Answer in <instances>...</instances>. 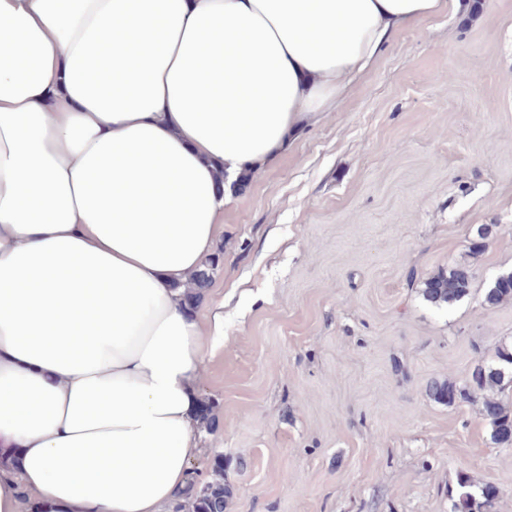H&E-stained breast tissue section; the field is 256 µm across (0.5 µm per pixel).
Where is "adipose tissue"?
<instances>
[{
    "label": "adipose tissue",
    "instance_id": "1",
    "mask_svg": "<svg viewBox=\"0 0 512 512\" xmlns=\"http://www.w3.org/2000/svg\"><path fill=\"white\" fill-rule=\"evenodd\" d=\"M446 0H0V512L189 491L228 177Z\"/></svg>",
    "mask_w": 512,
    "mask_h": 512
}]
</instances>
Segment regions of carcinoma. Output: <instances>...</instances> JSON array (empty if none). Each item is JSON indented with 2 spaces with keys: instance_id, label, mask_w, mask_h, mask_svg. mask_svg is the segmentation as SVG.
<instances>
[{
  "instance_id": "cac0c4a2",
  "label": "carcinoma",
  "mask_w": 512,
  "mask_h": 512,
  "mask_svg": "<svg viewBox=\"0 0 512 512\" xmlns=\"http://www.w3.org/2000/svg\"><path fill=\"white\" fill-rule=\"evenodd\" d=\"M217 262L215 256L208 258L202 269L191 277L190 284L196 288L204 287ZM503 279H512V272L501 274L488 286L485 292L486 303L497 306L512 301V288L501 285ZM470 288L469 269L457 263L428 278L423 283L422 296L435 306H444L467 296ZM508 383H512V348H502L498 350L494 362L477 368L471 384L460 386L451 381L433 380L426 386V396L436 404L452 406L458 401L470 399L475 389L484 392L482 415L491 429V440L496 444H506L512 441V410L503 403L499 394L503 393ZM213 471L217 479L194 494L191 500L192 512H224V499L228 494L222 478L224 467L218 464ZM497 497L493 485H477L468 475L461 473L457 477L455 491L451 492V512H492Z\"/></svg>"
}]
</instances>
